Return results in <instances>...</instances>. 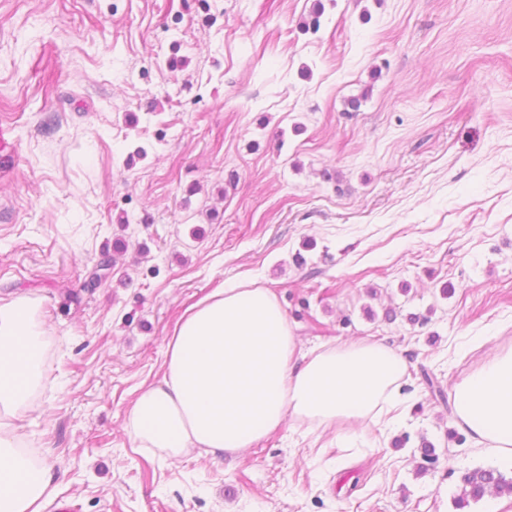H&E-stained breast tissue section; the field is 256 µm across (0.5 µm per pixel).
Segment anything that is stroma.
Listing matches in <instances>:
<instances>
[{"label": "stroma", "mask_w": 512, "mask_h": 512, "mask_svg": "<svg viewBox=\"0 0 512 512\" xmlns=\"http://www.w3.org/2000/svg\"><path fill=\"white\" fill-rule=\"evenodd\" d=\"M315 1L0 0V297L49 326L24 430L56 463L45 512H512L456 509L461 475L501 462L449 439L420 381L452 394L512 349V0H319L303 31ZM243 279L303 351L393 350L403 416L289 421L217 458L136 447L176 321Z\"/></svg>", "instance_id": "1"}]
</instances>
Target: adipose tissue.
Instances as JSON below:
<instances>
[{"label":"adipose tissue","mask_w":512,"mask_h":512,"mask_svg":"<svg viewBox=\"0 0 512 512\" xmlns=\"http://www.w3.org/2000/svg\"><path fill=\"white\" fill-rule=\"evenodd\" d=\"M38 302L0 298V512H44L56 470L21 449L25 413L43 373ZM165 374L127 418L138 447L178 458L200 448L220 457L251 447L286 419L328 428L395 407L405 374L388 347L366 340L309 353L277 295L246 282L188 307L166 347ZM456 425L512 466V350L453 389Z\"/></svg>","instance_id":"adipose-tissue-1"}]
</instances>
